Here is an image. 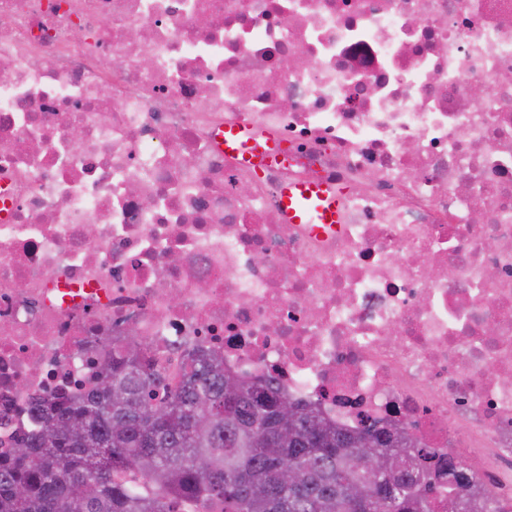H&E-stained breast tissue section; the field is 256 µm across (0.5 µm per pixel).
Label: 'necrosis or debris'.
Wrapping results in <instances>:
<instances>
[{
  "label": "necrosis or debris",
  "instance_id": "1",
  "mask_svg": "<svg viewBox=\"0 0 512 512\" xmlns=\"http://www.w3.org/2000/svg\"><path fill=\"white\" fill-rule=\"evenodd\" d=\"M233 125L287 156L255 171ZM308 182L346 187L337 231L285 218ZM116 344L512 501V0H0V452ZM219 138L224 140V149L227 151L242 152L250 159L259 158L266 155L267 158H272L285 151L286 147L283 143L274 141H267L265 147L260 146L256 140L255 135L246 126H230L224 128V135L219 134Z\"/></svg>",
  "mask_w": 512,
  "mask_h": 512
}]
</instances>
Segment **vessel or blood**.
I'll use <instances>...</instances> for the list:
<instances>
[{"instance_id": "b4317fda", "label": "vessel or blood", "mask_w": 512, "mask_h": 512, "mask_svg": "<svg viewBox=\"0 0 512 512\" xmlns=\"http://www.w3.org/2000/svg\"><path fill=\"white\" fill-rule=\"evenodd\" d=\"M224 148L243 153L249 158L274 157L285 150L284 144L267 141L259 145L254 134L245 126L225 128ZM343 191L328 183L286 186L281 194V205L292 224H312L316 229L330 228L339 221V205Z\"/></svg>"}]
</instances>
